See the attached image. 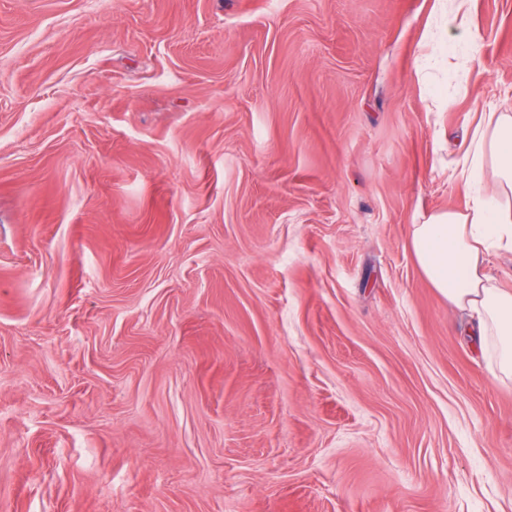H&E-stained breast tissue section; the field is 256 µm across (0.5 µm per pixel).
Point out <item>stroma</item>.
Wrapping results in <instances>:
<instances>
[{"mask_svg": "<svg viewBox=\"0 0 512 512\" xmlns=\"http://www.w3.org/2000/svg\"><path fill=\"white\" fill-rule=\"evenodd\" d=\"M471 24L0 0V512H512V383L409 248L512 108V0Z\"/></svg>", "mask_w": 512, "mask_h": 512, "instance_id": "stroma-1", "label": "stroma"}]
</instances>
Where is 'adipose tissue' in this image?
<instances>
[{
    "mask_svg": "<svg viewBox=\"0 0 512 512\" xmlns=\"http://www.w3.org/2000/svg\"><path fill=\"white\" fill-rule=\"evenodd\" d=\"M461 176L470 204L419 216L409 246L432 288L467 314L492 378L512 382V291L485 271L491 252L512 251L511 113L483 114L469 130Z\"/></svg>",
    "mask_w": 512,
    "mask_h": 512,
    "instance_id": "ef3b65f1",
    "label": "adipose tissue"
}]
</instances>
